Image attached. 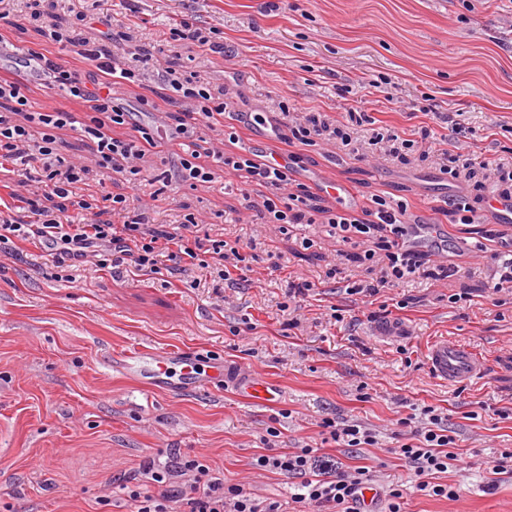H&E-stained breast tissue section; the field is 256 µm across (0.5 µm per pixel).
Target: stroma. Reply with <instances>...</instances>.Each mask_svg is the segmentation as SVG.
<instances>
[{"label": "stroma", "mask_w": 512, "mask_h": 512, "mask_svg": "<svg viewBox=\"0 0 512 512\" xmlns=\"http://www.w3.org/2000/svg\"><path fill=\"white\" fill-rule=\"evenodd\" d=\"M40 9L38 18L21 6L0 19L1 75L29 51L47 50L94 76L75 46L50 47L42 36L77 10L92 19L83 37L96 38L106 20L124 26L133 44L161 49L172 68L190 67L225 89L235 111L269 114L283 102L301 116L366 112L375 128L412 141L404 160L381 159L365 143L354 152L320 141L293 149L297 180L309 185L326 173L357 202L406 203L446 228L457 255H428L368 304L347 289L384 275L381 238L354 245L325 224L285 231L256 223L266 190L250 178L156 189L163 167L146 154L139 195L152 198L154 222L195 214L212 237L237 247L246 279L216 286L189 259L178 274L128 260L67 273L40 245L0 243V512H132L123 487L141 462L179 455L208 457L225 484L285 504L291 479L252 466L270 427L278 447L309 444L404 486L403 512H512V474L491 471L512 448V291H494L499 259L484 247L486 231L512 237V223L480 204L512 191V0H42ZM183 18L223 53L171 48L169 29ZM56 137L59 153L87 170L79 194L130 195L121 173L99 166L92 141L68 128ZM459 144L472 168L499 165L510 180L479 189L467 175L443 174ZM462 195L477 205L473 223H455L447 210ZM370 249L374 259L364 260ZM304 280L312 290L289 296ZM390 326L397 335H382ZM443 341L474 350L483 377L436 378L429 351ZM138 345L228 362L279 384L281 399L252 405L226 386L172 394L107 366L108 354ZM426 406L443 413L457 439L458 466L436 476L459 487L454 501L416 492L393 453L407 440L400 419ZM326 417L375 430L377 445L325 440Z\"/></svg>", "instance_id": "35a3bbf8"}]
</instances>
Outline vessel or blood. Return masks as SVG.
I'll return each instance as SVG.
<instances>
[{
  "label": "vessel or blood",
  "mask_w": 512,
  "mask_h": 512,
  "mask_svg": "<svg viewBox=\"0 0 512 512\" xmlns=\"http://www.w3.org/2000/svg\"><path fill=\"white\" fill-rule=\"evenodd\" d=\"M110 362L130 371L153 389L190 393L199 388L224 383L233 385L247 402L270 404L276 402L279 390L263 378L235 371L217 360H202L180 351L154 352L138 346L110 355ZM433 373L448 382L477 378L484 370L481 361L469 350L439 343L429 354Z\"/></svg>",
  "instance_id": "obj_1"
}]
</instances>
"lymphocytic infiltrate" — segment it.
Masks as SVG:
<instances>
[{
    "label": "lymphocytic infiltrate",
    "mask_w": 512,
    "mask_h": 512,
    "mask_svg": "<svg viewBox=\"0 0 512 512\" xmlns=\"http://www.w3.org/2000/svg\"><path fill=\"white\" fill-rule=\"evenodd\" d=\"M88 17L75 13L68 27H47L46 42L65 45L79 42L80 57L94 62L97 76L84 81L78 70L38 54L37 80L59 88L85 109L83 119L64 110L34 111L27 95L28 79L22 76L0 78V99L9 101V108L0 113V170L6 166L33 167L35 180L47 190L49 196L59 199L57 209L43 206L40 197L25 198L20 214L0 218V241L13 237L38 242L55 260L57 266L76 268L89 259H99L101 266H119L132 259L136 268L157 272L161 257L174 263L183 258H197L198 254L211 255L213 268L219 281H229L232 271L226 265L229 248L226 241L202 232L193 214H186L177 224L150 223L145 211L132 207L127 197L113 196L109 202L114 211L122 214L120 224H67L60 217L68 205L93 212L98 209L97 199L77 198L76 189L84 181L81 167L68 163L56 149L57 130L77 127L85 138L96 146L99 163L109 168L120 164L132 188L142 185L138 159L161 148L164 140L178 143L179 152L173 153V170L177 179L188 186L215 182L217 172L246 173L271 191L265 202L262 218L268 224H296L303 216L308 200L313 197L309 187L295 183L291 168L278 165L275 160L261 158L260 154L238 148V133L228 124L231 114L223 92L214 90L210 83L200 79L197 72L167 71L165 86L168 103L185 108L183 117L170 129L168 137L140 124L137 112H154L158 103L141 95L137 110H130L125 98L119 97L117 85L142 86L143 76L154 54L141 49L128 54L117 52L116 47L127 41L123 31H107L100 38H79L78 32L86 27ZM366 120L364 112L347 111L345 123L331 127L320 116L310 115L304 121H294L287 105H280L277 122L288 128L294 144L315 145L317 138L330 134L343 145H350L356 127ZM38 125L42 137L37 147H30V127ZM131 126V134L123 140L113 138V126ZM222 130L225 141L233 143L230 151L212 153L210 163L200 161L198 143L202 128ZM406 204H391L384 197L368 198L360 212L327 211L326 224L342 234L371 235L376 227H384L389 252L387 276L399 281L420 266L418 252L400 246V239L412 236L414 226L407 221ZM402 426L411 430L410 442L397 446L400 456L417 478L416 491L430 497L456 500V486L430 482V475L447 472L454 466L458 455L454 450L456 437L449 430L441 413L432 406L422 408L419 415L405 418ZM265 441L266 454L254 462L257 470L275 472L296 479L297 491L292 496L301 507H316L317 512H359V491L374 484L371 470L359 467L345 470L342 463L325 459L317 449L305 445L289 451L277 448L276 428H269ZM160 486V493H152V486ZM127 496L135 512H281L276 501L260 500L243 487L225 484L213 476L208 459L203 457L177 458L174 464L144 461L140 477L128 485Z\"/></svg>",
    "instance_id": "obj_1"
}]
</instances>
